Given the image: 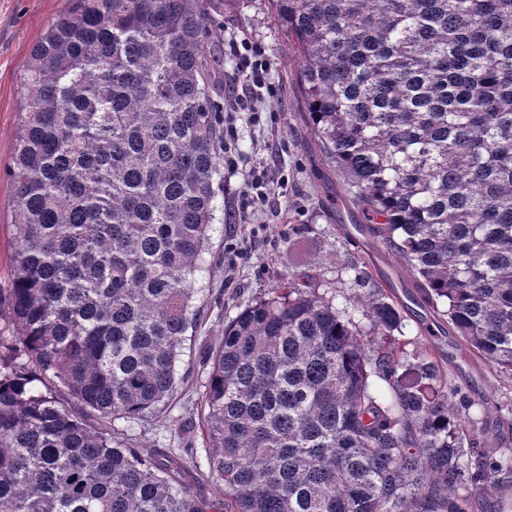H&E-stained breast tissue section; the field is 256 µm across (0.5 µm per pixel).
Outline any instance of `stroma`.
Returning <instances> with one entry per match:
<instances>
[{"label":"stroma","instance_id":"obj_1","mask_svg":"<svg viewBox=\"0 0 512 512\" xmlns=\"http://www.w3.org/2000/svg\"><path fill=\"white\" fill-rule=\"evenodd\" d=\"M68 6V0H0V288L7 287L11 276L12 226L17 218L5 169L15 153L20 82L31 48ZM213 16L225 37L248 38L264 46L276 95L257 102L260 121H253L248 112L224 115L225 124L237 130L238 166L224 175V220L212 226L208 269L198 282L195 304L202 317L184 345L179 370L185 380L170 405L128 429L144 453L167 442L179 447L174 425L196 417L205 355L220 343L225 322L240 304L267 296L287 279L302 284L314 277L337 283L345 294L356 291L354 273L343 263L358 250L339 229L363 223L364 217L360 208L346 202V176L326 159L310 130L309 111L296 80L297 59L274 19L271 0H217ZM256 177L265 181L267 197L243 221L238 209ZM371 250L398 296L406 301L415 295L414 276L399 256L378 237L372 238ZM432 342L447 362L452 384L489 406L482 441H512V432L499 426L492 410L512 379L472 362L452 333H439Z\"/></svg>","mask_w":512,"mask_h":512}]
</instances>
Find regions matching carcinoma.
Listing matches in <instances>:
<instances>
[{
  "label": "carcinoma",
  "mask_w": 512,
  "mask_h": 512,
  "mask_svg": "<svg viewBox=\"0 0 512 512\" xmlns=\"http://www.w3.org/2000/svg\"><path fill=\"white\" fill-rule=\"evenodd\" d=\"M69 2L26 63L8 170L0 512H488L512 447L481 444L486 406L365 261L341 306L289 279L224 324L185 447L145 455L116 426L172 398L196 320L224 210L221 35L214 0ZM272 2L356 228L512 376V0Z\"/></svg>",
  "instance_id": "obj_1"
}]
</instances>
